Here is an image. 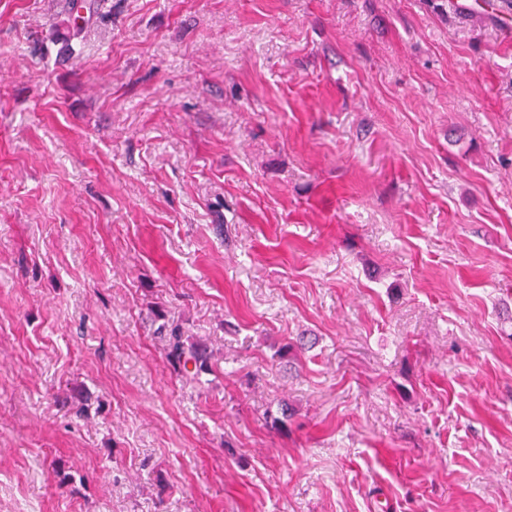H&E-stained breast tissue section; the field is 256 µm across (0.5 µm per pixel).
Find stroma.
<instances>
[{"mask_svg":"<svg viewBox=\"0 0 512 512\" xmlns=\"http://www.w3.org/2000/svg\"><path fill=\"white\" fill-rule=\"evenodd\" d=\"M90 3L0 0V512H512V29ZM157 334L165 340L167 362L178 376L199 381L202 374L212 371L211 351L194 337L185 336L180 324L164 323Z\"/></svg>","mask_w":512,"mask_h":512,"instance_id":"1","label":"stroma"}]
</instances>
